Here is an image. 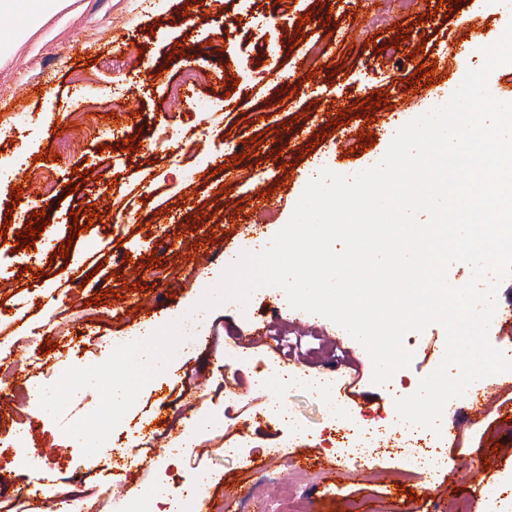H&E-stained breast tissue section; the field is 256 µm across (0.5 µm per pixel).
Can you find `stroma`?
Wrapping results in <instances>:
<instances>
[{"label":"stroma","mask_w":512,"mask_h":512,"mask_svg":"<svg viewBox=\"0 0 512 512\" xmlns=\"http://www.w3.org/2000/svg\"><path fill=\"white\" fill-rule=\"evenodd\" d=\"M61 0L37 23L20 12L0 24V38H10L0 51V166L22 161L33 191L12 200V181L0 182V219L8 209L33 216L44 213L45 233L69 258H49L39 248L18 249L19 224H10L0 247V355H10L14 373L0 390V512H22L24 496L17 488L24 472L10 436L17 418L13 392L33 375L45 378L68 368L103 363L109 337L134 340L145 331L184 318L224 271L225 257L250 248L252 225H260L262 242L288 222L311 174L318 169L348 175L375 166L388 146L391 123H405L448 101L461 84L465 61H482L480 48L459 40L467 23L486 28V44L498 41L512 22L500 0H459L454 7L431 4L428 17L411 12L397 22L369 26L378 0H254L249 12L237 0ZM308 24H300L302 15ZM332 26H324V17ZM324 54L308 70L294 58L310 47ZM279 57L277 74L265 63ZM447 58L448 71L437 86L418 88L408 79L418 65ZM383 90V119L372 145L356 141L353 152L341 151L338 139L352 136L364 117L341 120L340 113L358 100ZM222 108V123L211 126L204 104ZM128 122L111 119L116 108ZM177 112L179 125L197 133L196 173L184 179L154 147ZM260 137L252 145V137ZM134 139L132 150L119 145ZM57 160L43 161L46 152ZM238 156L234 173H223L225 155ZM290 163L294 175L278 180L279 167ZM82 175H75L74 167ZM76 192H68V184ZM274 189L283 194L280 209L256 215L253 207L228 212L225 197L252 199ZM97 207L100 221L73 238L74 220H86L87 207ZM157 262H148V255ZM119 290L121 298L102 297ZM101 304H94V297ZM95 321L77 324V314ZM206 339L180 347L168 369L141 391L135 405L102 448L86 457L80 443L43 409L26 418L32 447L47 455L55 480L53 498L70 491L75 479L93 487L113 462L135 486L158 481L182 488L204 480L215 506L226 512H257L256 499L226 503L225 484L233 480L255 485L285 474V452L315 451L338 456L341 435L324 411L321 395L287 386L281 404L305 423L295 434L287 421L269 411L270 391L235 407L224 402L225 387L235 376L224 365V346H238L245 369L280 367L278 354L267 348V335L292 339V354L313 349L299 371H321L338 362L350 374V391L333 389L346 412L364 424L397 419L395 402L409 396L422 378L441 364L447 335L434 323L404 338L411 352L408 367L379 386L373 365L357 342L329 344L335 334L330 319L289 306L276 287L257 290L248 306L229 301L207 314ZM266 335H252L256 323ZM53 341L54 350L33 353ZM372 403H361L363 394ZM207 406L225 415L224 432L201 433L206 453L198 467L172 462L148 467L131 454L117 460L115 448L169 447L182 421ZM481 423L463 425L456 440L446 428L459 406L449 401L437 436L444 465L427 474L399 455L376 456L386 468L382 477L355 478L341 484L318 479L300 512H349L350 504L372 503L376 512H402L414 504L418 512H512V496L491 498L493 490L512 488V387L495 391L485 402ZM228 448L237 457H225Z\"/></svg>","instance_id":"35a3bbf8"}]
</instances>
